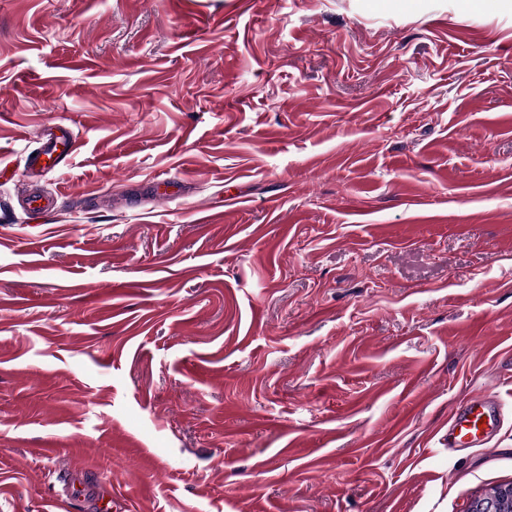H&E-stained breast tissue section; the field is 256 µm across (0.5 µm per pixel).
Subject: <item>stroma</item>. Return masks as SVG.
<instances>
[{
    "mask_svg": "<svg viewBox=\"0 0 512 512\" xmlns=\"http://www.w3.org/2000/svg\"><path fill=\"white\" fill-rule=\"evenodd\" d=\"M467 2L0 0V512L512 483V9ZM483 391L502 425L448 447ZM46 144H48L46 148L38 150L35 152L36 156L32 155L31 157V166L35 171L42 170L50 165L45 161L44 156L50 160L53 159L52 165L57 166L66 162L78 148L76 138H72L64 128H58L56 133H52Z\"/></svg>",
    "mask_w": 512,
    "mask_h": 512,
    "instance_id": "1",
    "label": "stroma"
}]
</instances>
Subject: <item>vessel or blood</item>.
Instances as JSON below:
<instances>
[{"label": "vessel or blood", "mask_w": 512, "mask_h": 512, "mask_svg": "<svg viewBox=\"0 0 512 512\" xmlns=\"http://www.w3.org/2000/svg\"><path fill=\"white\" fill-rule=\"evenodd\" d=\"M77 148L76 139L66 129H58L49 138L47 147L32 157L31 166L39 171L45 168L47 159H54L58 164L65 162ZM503 411L500 396L489 393L475 396L456 407L448 419L449 447L484 445L488 435L500 426Z\"/></svg>", "instance_id": "obj_1"}]
</instances>
